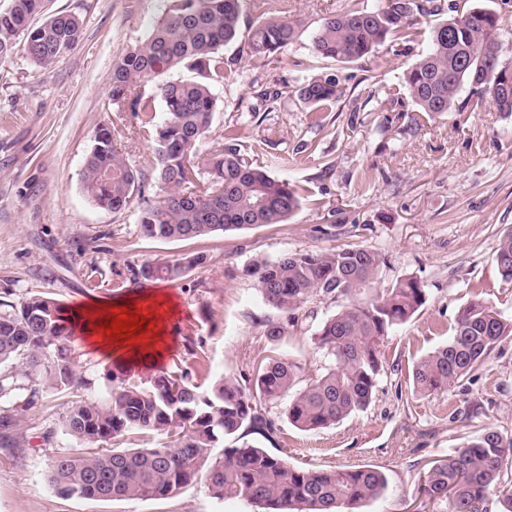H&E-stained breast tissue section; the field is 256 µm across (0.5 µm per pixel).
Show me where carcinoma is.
<instances>
[{"instance_id":"obj_1","label":"carcinoma","mask_w":512,"mask_h":512,"mask_svg":"<svg viewBox=\"0 0 512 512\" xmlns=\"http://www.w3.org/2000/svg\"><path fill=\"white\" fill-rule=\"evenodd\" d=\"M169 6L149 37L112 66L110 97L127 107L139 133L153 148L156 178L165 195L141 209L142 233L156 240H191L219 231L286 224L300 206L290 183L278 180L240 148V129L224 128V144L204 151L201 143L213 123L217 84L237 79L220 49L241 41L239 54L268 62L297 37L301 20L288 14L285 0H256L266 17L241 35L242 0H167ZM42 0H11L0 11V62L17 46L38 66L53 63L72 49L82 22L58 13L37 27L31 18ZM436 0H375L325 19L312 37L313 50L339 63L358 62L384 45L422 37L421 18L437 15ZM512 34L499 27L496 12L472 7L442 20L429 33L426 51L403 72L402 87L414 111L428 116L459 110L482 112L493 106L512 114V64L502 63ZM184 66L195 80H167ZM143 80L156 82L166 118L156 121L154 100L138 91ZM472 95L461 107V88ZM294 95L312 112H326L340 97L336 79L314 75ZM115 129L97 127L81 175L82 189L98 207L126 209L143 194L145 180L114 146ZM495 260L502 279L512 282V229L499 239ZM203 262L200 256L145 264L137 279L172 281ZM384 258L375 250L338 247L330 252H291L275 260H254L248 272L262 299L287 313L271 324L267 336L282 339L295 326L294 311L314 296L344 304L324 317L314 333L316 347L329 359L324 371L298 386L300 367L289 359L259 364L254 387L222 379L210 387L197 381L191 362L159 370L144 380L134 371H108L119 379L108 398H80L62 420L65 432L97 445L84 456L60 454L51 463L50 482L57 493L98 501L165 498L201 482L219 500L244 498L262 512H342L380 498L386 476L372 466L309 469L244 441V432L273 433L257 399L271 405L289 397L286 418L302 431L328 428L367 408L383 371L379 345L397 325L427 302L421 282L408 276L374 291ZM74 317L57 300L32 294L19 302L0 300V400L24 395L22 408L40 393L79 391L91 383L76 369ZM512 317L474 298L458 313L448 343L422 358L412 372L413 391L430 395L471 377L505 336ZM131 431L162 435L155 447L119 449L118 438ZM232 440L227 445L226 440ZM512 434L487 426L463 446L433 462L424 477L426 497L449 512H512Z\"/></svg>"}]
</instances>
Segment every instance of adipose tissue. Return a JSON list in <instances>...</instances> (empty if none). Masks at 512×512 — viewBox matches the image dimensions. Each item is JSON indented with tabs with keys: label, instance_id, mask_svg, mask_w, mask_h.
I'll return each mask as SVG.
<instances>
[{
	"label": "adipose tissue",
	"instance_id": "ef3b65f1",
	"mask_svg": "<svg viewBox=\"0 0 512 512\" xmlns=\"http://www.w3.org/2000/svg\"><path fill=\"white\" fill-rule=\"evenodd\" d=\"M176 312L172 298L165 293L134 292L121 301H91L76 310L80 333L88 346L126 367L158 365L169 351L168 322ZM141 319L131 336L108 333L106 324L121 314Z\"/></svg>",
	"mask_w": 512,
	"mask_h": 512
}]
</instances>
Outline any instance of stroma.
I'll use <instances>...</instances> for the list:
<instances>
[{
    "label": "stroma",
    "mask_w": 512,
    "mask_h": 512,
    "mask_svg": "<svg viewBox=\"0 0 512 512\" xmlns=\"http://www.w3.org/2000/svg\"><path fill=\"white\" fill-rule=\"evenodd\" d=\"M370 2L288 0L303 22L301 36L268 65L241 62V79L216 89L221 105L203 149L222 145L225 126L239 123L242 151L298 189L301 206L289 222L162 241L144 236L138 223L144 204L164 195L152 151L109 90L113 62L149 35L163 0H44L35 23L69 12L81 19L82 35L51 66L33 64L20 49L0 63V298L16 302L38 291L69 309L121 300L139 286L133 267L198 254L202 265L163 285L179 304L164 367L186 360L197 342L203 385L223 376L251 380L266 357L293 360L305 383L324 364L312 336L337 304L311 298L296 312L297 328L272 341L267 327L285 314L263 301L249 264L347 245L378 251L385 262L377 288L413 275L428 300L381 345L384 372L370 406L336 426L304 432L284 418L286 402L267 404L275 432L251 431L246 439L287 453L293 466L378 468L388 488L359 512H441L420 491L430 463L483 427L512 433V336L448 390L420 395L412 388L415 365L447 343L468 301L481 297L512 316V282L494 260L500 236L512 228V114L490 107L431 118L413 111L409 97L390 101L404 69L425 51L423 38L399 50L381 47L362 62L319 58L312 35L323 18ZM321 73L336 79L342 96L329 111H306L293 89ZM255 79L282 90L281 99L261 103ZM240 101L245 111H235ZM104 122L117 129L128 164L151 182L144 199L116 213L90 202L81 184ZM74 357L91 383L88 396H106L109 362L80 343ZM71 399L68 392L44 393L17 426L0 431V512H253L246 499L212 498L200 482L162 499L58 494L47 478L53 457L92 450L62 432Z\"/></svg>",
    "instance_id": "obj_1"
}]
</instances>
